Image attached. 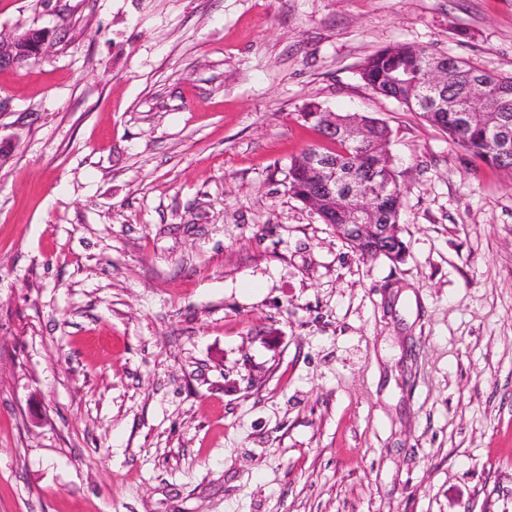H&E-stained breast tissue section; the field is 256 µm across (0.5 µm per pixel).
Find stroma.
<instances>
[{"label": "stroma", "mask_w": 512, "mask_h": 512, "mask_svg": "<svg viewBox=\"0 0 512 512\" xmlns=\"http://www.w3.org/2000/svg\"><path fill=\"white\" fill-rule=\"evenodd\" d=\"M0 512H512V175L366 87L512 73V0H0ZM391 131L403 262L292 198ZM50 47V33L44 29H28L21 33L0 36V67L21 65L27 55L43 57Z\"/></svg>", "instance_id": "1"}]
</instances>
